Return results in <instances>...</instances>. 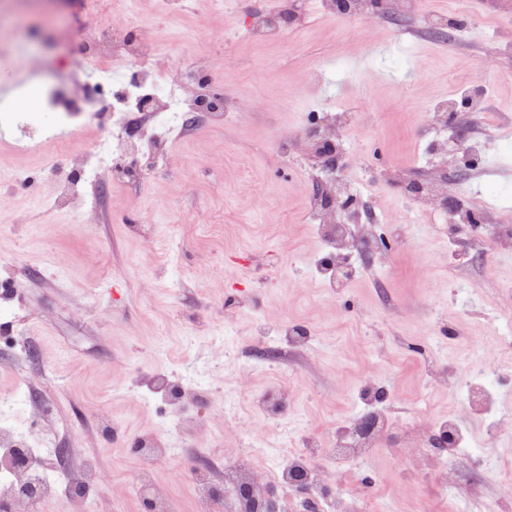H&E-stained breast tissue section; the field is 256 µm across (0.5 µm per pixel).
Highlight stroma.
Segmentation results:
<instances>
[{
    "label": "stroma",
    "instance_id": "1",
    "mask_svg": "<svg viewBox=\"0 0 512 512\" xmlns=\"http://www.w3.org/2000/svg\"><path fill=\"white\" fill-rule=\"evenodd\" d=\"M250 0L224 11L204 0H139L144 20L130 34L151 45L147 63L173 74L195 62L224 97V120L197 119L180 133L147 132L144 152L121 166L98 165L95 144L118 115L87 74L85 35L118 33L91 13L62 26L43 0H0V113L31 101L47 131V88L79 82L98 119L63 129L69 152L31 141L0 146V339L31 349L17 375L0 349V399L25 387L31 401L0 407V424L27 433L66 421L64 464L79 476L87 458L101 474L95 512H151L134 484L165 492L171 512H195L189 466L220 473L247 456L258 482L289 449L328 442L368 412L382 390L389 418L353 464L311 456L340 512H445L446 488L512 512V436L491 437L464 397L465 381L492 372V403L512 423V345L498 321L512 317V193L483 203L486 186H512V0H382L373 20L297 0L284 40L250 29ZM385 54H378V47ZM485 84L491 108L467 113L461 129L478 141L468 177L480 225L439 228L410 185L450 191L456 147L424 158L433 105L461 87ZM346 113L337 173L368 182L382 221L355 225L359 273L331 287L317 270L329 248L305 217L319 158L307 131L315 116ZM92 207L73 213L37 198L76 170ZM21 256L12 265L10 256ZM306 347L252 366L283 327ZM51 368L55 381L43 370ZM166 375L186 391L188 415L207 423L195 444L145 468L137 436L167 437L170 418L149 385ZM279 393L288 416L251 441L242 428L266 423L253 397ZM111 414L119 429L97 424ZM450 418L472 450L427 446L429 420Z\"/></svg>",
    "mask_w": 512,
    "mask_h": 512
}]
</instances>
